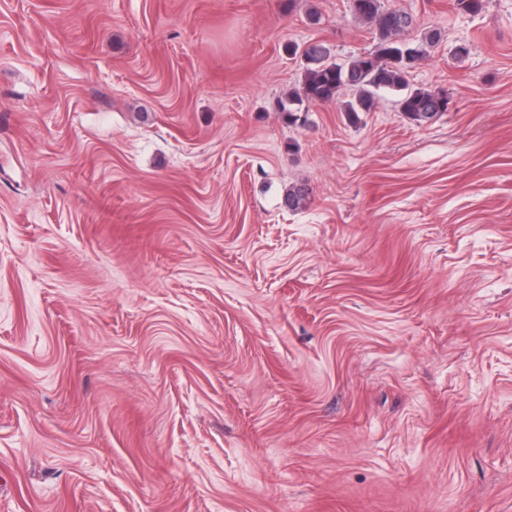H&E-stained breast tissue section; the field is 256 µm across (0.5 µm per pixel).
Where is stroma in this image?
<instances>
[{"label":"stroma","instance_id":"35a3bbf8","mask_svg":"<svg viewBox=\"0 0 512 512\" xmlns=\"http://www.w3.org/2000/svg\"><path fill=\"white\" fill-rule=\"evenodd\" d=\"M384 4L431 123L277 112L350 0H0V512H512V0Z\"/></svg>","mask_w":512,"mask_h":512}]
</instances>
